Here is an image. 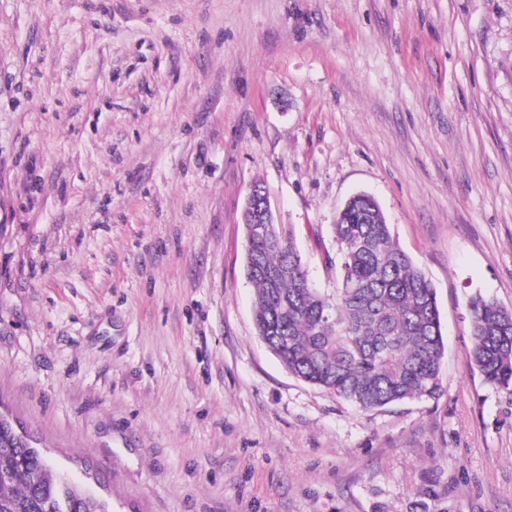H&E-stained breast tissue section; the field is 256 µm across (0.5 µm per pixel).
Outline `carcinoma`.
<instances>
[{
  "instance_id": "obj_1",
  "label": "carcinoma",
  "mask_w": 512,
  "mask_h": 512,
  "mask_svg": "<svg viewBox=\"0 0 512 512\" xmlns=\"http://www.w3.org/2000/svg\"><path fill=\"white\" fill-rule=\"evenodd\" d=\"M258 336L296 378L362 411L442 390L445 343L436 289L392 235L377 201L349 198L333 234L336 288H314L275 224L245 225ZM469 360L485 382L512 390V311L475 297ZM0 512H100L67 489L37 452L0 428Z\"/></svg>"
}]
</instances>
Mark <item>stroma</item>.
Instances as JSON below:
<instances>
[{
    "instance_id": "stroma-1",
    "label": "stroma",
    "mask_w": 512,
    "mask_h": 512,
    "mask_svg": "<svg viewBox=\"0 0 512 512\" xmlns=\"http://www.w3.org/2000/svg\"><path fill=\"white\" fill-rule=\"evenodd\" d=\"M315 287L354 193L431 279L442 391L361 412L257 336L254 181ZM512 0H0V410L109 512H512ZM469 360L485 382L512 390V310L482 296L469 304Z\"/></svg>"
}]
</instances>
